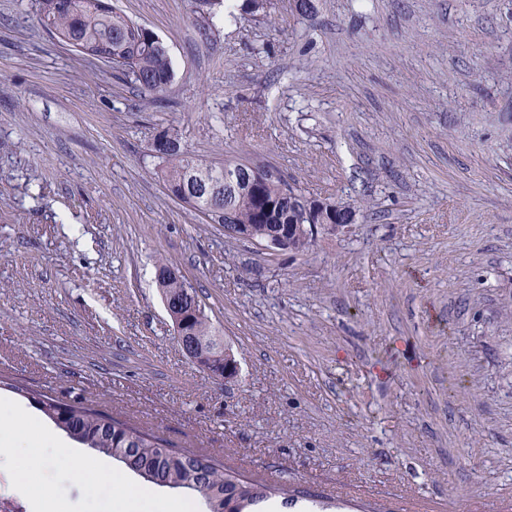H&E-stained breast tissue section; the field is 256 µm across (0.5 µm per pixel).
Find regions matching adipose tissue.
Wrapping results in <instances>:
<instances>
[{"label": "adipose tissue", "mask_w": 512, "mask_h": 512, "mask_svg": "<svg viewBox=\"0 0 512 512\" xmlns=\"http://www.w3.org/2000/svg\"><path fill=\"white\" fill-rule=\"evenodd\" d=\"M0 446L15 450V468L20 489L34 505L45 499L42 484L32 482L34 473L57 468L83 475V459L68 444L43 425L33 414L20 410L12 402H0ZM91 487L107 490L111 512H192L186 499L158 497L148 488H129L124 472L96 464Z\"/></svg>", "instance_id": "1"}]
</instances>
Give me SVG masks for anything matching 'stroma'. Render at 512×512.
I'll return each mask as SVG.
<instances>
[{
  "instance_id": "obj_1",
  "label": "stroma",
  "mask_w": 512,
  "mask_h": 512,
  "mask_svg": "<svg viewBox=\"0 0 512 512\" xmlns=\"http://www.w3.org/2000/svg\"><path fill=\"white\" fill-rule=\"evenodd\" d=\"M226 3L112 0L169 49L156 102L54 38L36 0H0V398L86 400L317 500L512 494V0ZM165 127L203 162L354 204V224L298 254L225 237L168 195ZM161 260L235 382L179 346Z\"/></svg>"
}]
</instances>
